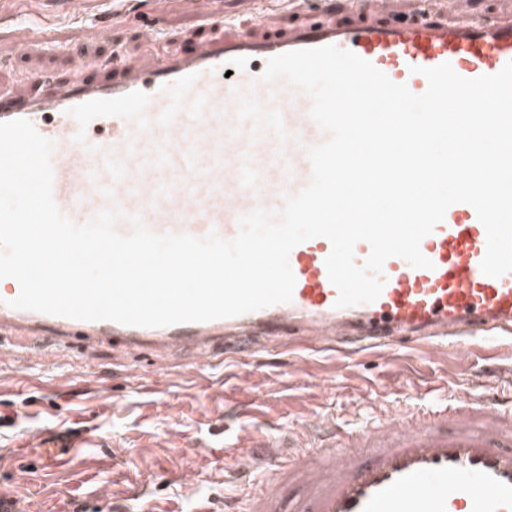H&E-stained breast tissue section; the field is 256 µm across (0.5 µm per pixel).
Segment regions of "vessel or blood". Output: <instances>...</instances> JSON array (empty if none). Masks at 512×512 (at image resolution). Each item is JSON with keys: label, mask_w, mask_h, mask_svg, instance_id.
<instances>
[{"label": "vessel or blood", "mask_w": 512, "mask_h": 512, "mask_svg": "<svg viewBox=\"0 0 512 512\" xmlns=\"http://www.w3.org/2000/svg\"><path fill=\"white\" fill-rule=\"evenodd\" d=\"M161 19L155 11L144 24L143 60L108 61L112 81L59 83L32 70L24 79L41 85V95L0 94V121L26 119L53 142V197L75 223L115 208L123 235L137 215L160 235L213 232L230 240L240 216L282 211L309 183L308 150L326 134L310 117L308 96L283 79L261 82L273 56L334 45L416 95L428 87L421 68L447 62L475 78L512 62V17L473 23L376 6L357 24L329 18L266 37L255 31L261 15L241 30L210 12L207 21L223 28L224 39L190 54L165 44ZM486 248L474 208L457 203L420 242L433 269L387 259L382 293L371 303L336 307L325 266L331 244L316 237L289 255L296 284L285 304L145 328L13 308L15 283L0 292V334L61 349L114 337L128 351L190 349L208 364L219 352L247 357L259 343H327L345 353L438 346L456 337L482 345L512 334V272L484 275ZM301 434L308 446L291 452L284 437L260 431L225 451L228 512H512V400L493 381L442 419L408 413L352 427L318 414ZM255 470L266 477L256 491L244 481ZM291 489L297 497L283 506Z\"/></svg>", "instance_id": "1"}]
</instances>
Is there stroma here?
Wrapping results in <instances>:
<instances>
[{"label": "stroma", "instance_id": "obj_1", "mask_svg": "<svg viewBox=\"0 0 512 512\" xmlns=\"http://www.w3.org/2000/svg\"><path fill=\"white\" fill-rule=\"evenodd\" d=\"M150 0H0V90L40 70L62 80H104L103 60L141 57L137 17ZM166 33L182 49L217 43L189 0H171ZM45 24L69 53H26L11 14ZM291 0H275L259 34L274 36L318 22ZM55 371L0 360V501L21 500L37 512H224L225 448L257 429H300L310 414L349 423L377 422L376 402L397 412L455 406L483 381L481 355L451 345L431 357L368 349L341 354L325 348H265L241 360L203 364L191 355L164 368L115 356L111 344L91 352L49 353ZM53 431L71 446L59 466L35 469L40 451L14 455L20 434Z\"/></svg>", "mask_w": 512, "mask_h": 512}]
</instances>
